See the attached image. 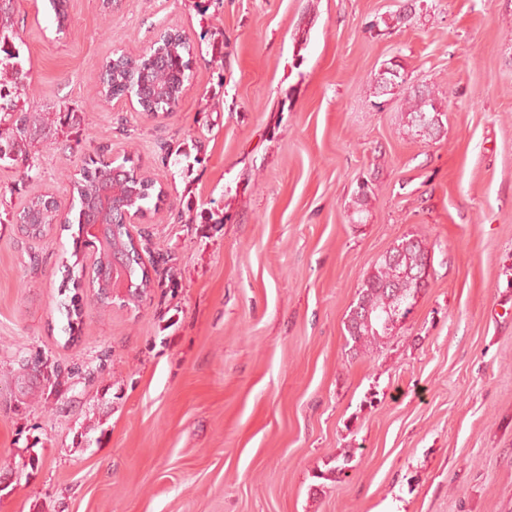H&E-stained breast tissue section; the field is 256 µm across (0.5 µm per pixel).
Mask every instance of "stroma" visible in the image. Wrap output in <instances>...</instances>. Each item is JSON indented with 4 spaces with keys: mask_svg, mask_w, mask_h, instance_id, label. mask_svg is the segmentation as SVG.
I'll return each mask as SVG.
<instances>
[{
    "mask_svg": "<svg viewBox=\"0 0 512 512\" xmlns=\"http://www.w3.org/2000/svg\"><path fill=\"white\" fill-rule=\"evenodd\" d=\"M0 11L31 115L0 162V512H512V0ZM168 29L179 104L102 107V59ZM419 90L439 130L410 124ZM101 154L162 185L134 305L97 300L77 213L41 239L14 221ZM409 238L411 313L352 341ZM425 251L416 239L402 240L388 255L384 256L376 271L364 280L358 302L351 310L347 332L351 340L357 342L372 337L379 338L387 334L383 328H369L370 320L365 323L366 315L374 319L377 315H402L408 313L409 299L415 288H407L410 274L417 270V261ZM402 287V288H397ZM413 292V297L415 296Z\"/></svg>",
    "mask_w": 512,
    "mask_h": 512,
    "instance_id": "35a3bbf8",
    "label": "stroma"
}]
</instances>
